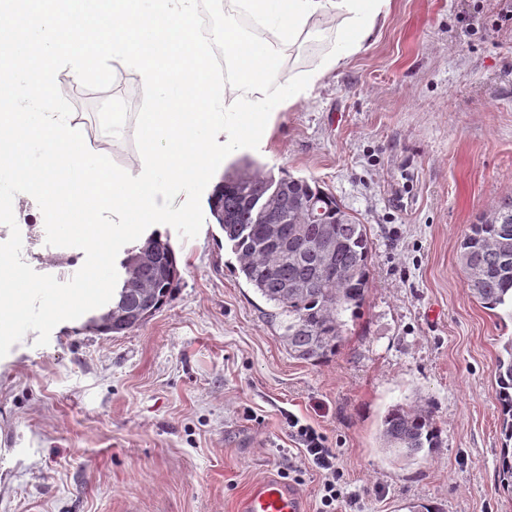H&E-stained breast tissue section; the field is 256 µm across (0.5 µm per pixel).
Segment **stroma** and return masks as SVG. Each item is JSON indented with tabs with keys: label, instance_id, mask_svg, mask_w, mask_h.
Instances as JSON below:
<instances>
[{
	"label": "stroma",
	"instance_id": "stroma-1",
	"mask_svg": "<svg viewBox=\"0 0 512 512\" xmlns=\"http://www.w3.org/2000/svg\"><path fill=\"white\" fill-rule=\"evenodd\" d=\"M512 0H391L365 50L277 112L262 141L235 148L196 190L190 223L144 224L108 246L112 281L138 239L171 244L180 278L141 327L84 330L106 294L65 314L42 287L68 293L85 270L27 186L0 193V250L38 290L0 337V512H237L273 475L321 512L323 476L288 430L322 433L347 498L335 512H512L499 489L502 446L494 370L512 318L477 302L457 265L471 224L512 195V30L495 19ZM335 23H315L284 54L265 91L317 68ZM54 108L96 139L109 168L137 172V113L151 96L112 58L82 71ZM120 112L118 130L101 123ZM318 182L367 227L370 288L328 361L289 356L276 308L238 275L211 211L233 163ZM397 404L430 410L439 447L397 463L379 448Z\"/></svg>",
	"mask_w": 512,
	"mask_h": 512
}]
</instances>
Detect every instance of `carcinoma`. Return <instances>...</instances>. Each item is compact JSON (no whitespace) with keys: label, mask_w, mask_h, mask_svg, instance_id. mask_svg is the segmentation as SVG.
<instances>
[{"label":"carcinoma","mask_w":512,"mask_h":512,"mask_svg":"<svg viewBox=\"0 0 512 512\" xmlns=\"http://www.w3.org/2000/svg\"><path fill=\"white\" fill-rule=\"evenodd\" d=\"M276 182L283 189L281 233L270 238L258 223L250 195ZM224 239L236 254L239 274L284 316L282 339L288 354L310 365L336 355L346 312L356 313L368 297L371 240L366 225L350 215L336 197L308 179L265 174L246 162L224 178ZM323 211L325 223H306L303 205ZM330 231L335 275H324L319 239ZM457 260L473 297L491 311L507 309L512 318V198L496 204L469 228L458 245ZM125 278L112 298V321L103 314L85 327L99 334H125L158 311L180 278L175 253L166 240L150 236L132 247L123 261ZM495 395L501 411L503 446L497 465L502 489L512 491V338L504 343L495 367ZM383 450L409 462L436 448L440 429L432 413L419 406L397 405L381 421Z\"/></svg>","instance_id":"obj_1"}]
</instances>
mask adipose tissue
<instances>
[{
	"label": "adipose tissue",
	"instance_id": "1",
	"mask_svg": "<svg viewBox=\"0 0 512 512\" xmlns=\"http://www.w3.org/2000/svg\"><path fill=\"white\" fill-rule=\"evenodd\" d=\"M234 9L273 30L281 46H293L314 21L336 19L335 45L320 66L289 79L273 92L252 97L251 89L280 69L282 54L268 43L244 37L232 21L220 36L234 81L214 76L205 42L190 23L197 0H55L69 19V38L80 48L118 59L135 69L152 95L139 115L143 151L137 173L107 170L84 149L67 113L55 111L51 84L65 57L54 19L43 0H0V28L25 8V55L0 48V184L22 182L43 203L50 224L63 237L84 241L91 253L82 288L50 295L53 311L86 304L101 293L100 270L108 241L134 234L142 224H185L194 205L193 188L206 181L221 155L235 143L262 137L275 114L308 98L327 75L345 67L386 24L390 0H229ZM112 15L111 31L96 21ZM178 190L179 209L159 204ZM36 289L27 270L0 253V330L13 327L26 298Z\"/></svg>",
	"mask_w": 512,
	"mask_h": 512
}]
</instances>
